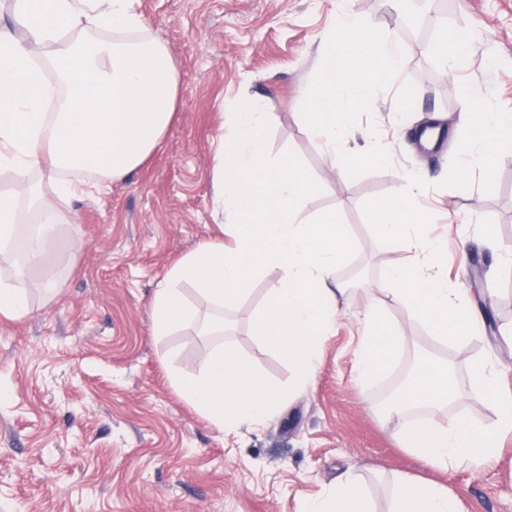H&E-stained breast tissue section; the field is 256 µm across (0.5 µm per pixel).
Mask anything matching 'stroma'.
<instances>
[{"label": "stroma", "mask_w": 512, "mask_h": 512, "mask_svg": "<svg viewBox=\"0 0 512 512\" xmlns=\"http://www.w3.org/2000/svg\"><path fill=\"white\" fill-rule=\"evenodd\" d=\"M400 0H136L151 35L179 66L176 116L160 145L130 177L60 204L70 216L57 244L60 288L45 299L31 272L29 313L0 315V512H302L345 471L365 486L374 512H387L395 477L440 482L462 512H512V433L492 461L440 470L395 441L419 422L450 427L466 416L494 430L497 407L473 377L495 369L499 395H512V153L491 175L458 176L456 118L470 103L512 113V0H450L421 12L423 38L409 35ZM361 15L407 53L405 68L376 94L369 114L346 132L348 148L389 154L386 168L358 178L331 172L323 140L302 129L301 92L319 66L323 35L339 8ZM475 36L469 68L449 74L431 47L444 31ZM243 101L272 113L267 151L293 152L321 191L304 217L333 209L355 239L334 276L349 294L321 339L310 384L256 333L278 272L258 274L225 316L223 337L205 335L212 310L187 287L197 321L170 336L151 330L158 283L183 257L222 240L214 211V151L229 112ZM424 181L418 199L439 242L449 293L482 330L443 339L397 306L403 329L395 360L367 381L357 372L366 302L391 268L411 263L403 240L386 241L368 219L370 202ZM467 236L466 257L457 239ZM246 357L271 383L289 388L258 425L217 428L185 401L173 377L201 373L216 346ZM447 365L457 397L408 412L389 411L415 361ZM497 394V395H498Z\"/></svg>", "instance_id": "35a3bbf8"}]
</instances>
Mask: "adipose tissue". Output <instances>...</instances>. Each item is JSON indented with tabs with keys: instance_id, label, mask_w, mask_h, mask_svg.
Returning <instances> with one entry per match:
<instances>
[{
	"instance_id": "obj_1",
	"label": "adipose tissue",
	"mask_w": 512,
	"mask_h": 512,
	"mask_svg": "<svg viewBox=\"0 0 512 512\" xmlns=\"http://www.w3.org/2000/svg\"><path fill=\"white\" fill-rule=\"evenodd\" d=\"M134 0H13L14 26H0V168L18 176L14 197L0 198V249L9 244L26 214L15 196L29 199L43 216L32 232L31 264L47 265L61 224L52 194H76L60 173L88 169L121 182L140 168L159 146L176 111L179 71L166 44L144 36L145 24ZM23 37H16L15 28ZM97 32L95 41L85 35ZM467 136L458 148V173L472 167L492 172L499 155L512 149V114L471 104L460 116ZM44 169L51 195L39 194L28 174ZM369 220L391 240L416 228V246L427 245L422 229L429 216L413 194L398 192L374 200ZM382 298L369 303L357 350L360 379L374 376L396 355L403 330L384 315V296L404 312L427 323L435 335L473 336L471 312L456 305L436 276L418 266L392 270ZM455 396L450 378L436 360L417 366L397 402L410 408L441 403ZM497 432L458 418L449 428L420 423L406 426L397 441L423 463L447 467L477 464L498 450V432L512 431V400L498 403ZM304 512H373L363 486L344 476L326 493L309 499ZM389 512H459L456 498L434 482L409 477L395 482Z\"/></svg>"
}]
</instances>
